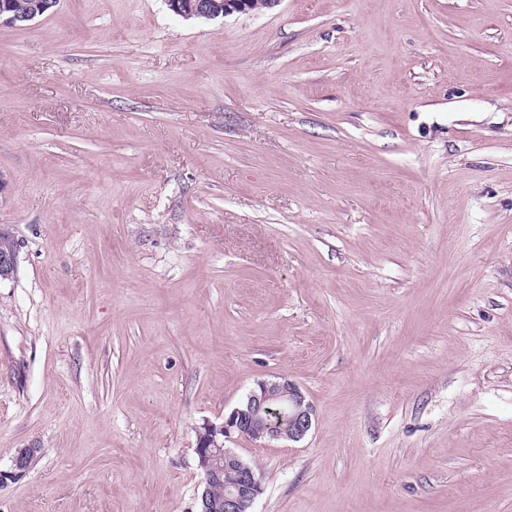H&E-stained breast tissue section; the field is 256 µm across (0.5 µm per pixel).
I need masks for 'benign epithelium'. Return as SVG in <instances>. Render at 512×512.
<instances>
[{"mask_svg": "<svg viewBox=\"0 0 512 512\" xmlns=\"http://www.w3.org/2000/svg\"><path fill=\"white\" fill-rule=\"evenodd\" d=\"M169 9L182 17L213 20L234 13L253 11L252 0H166ZM17 246L0 243V279L15 272ZM314 408L291 380H262L247 397L246 405L233 409L220 423L206 421L198 431L195 448L203 489L197 512H251L261 483L256 470L224 442L236 434L252 441L297 442L311 430ZM40 454L35 447L18 449L10 471H0V486L23 477ZM226 486L224 499H215L217 485Z\"/></svg>", "mask_w": 512, "mask_h": 512, "instance_id": "obj_1", "label": "benign epithelium"}]
</instances>
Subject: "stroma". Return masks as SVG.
<instances>
[{
    "label": "stroma",
    "mask_w": 512,
    "mask_h": 512,
    "mask_svg": "<svg viewBox=\"0 0 512 512\" xmlns=\"http://www.w3.org/2000/svg\"><path fill=\"white\" fill-rule=\"evenodd\" d=\"M1 225L0 512H196L278 376L252 512H512V0L0 22ZM0 237L2 242L0 243V279H6L12 276L16 269L17 264V242L13 234L5 229L0 230ZM10 238L15 241L13 246H3V239ZM288 415V429L280 416ZM314 408L291 380L277 377L262 380L247 397L245 406L234 408L221 423L205 421L198 431L195 448L203 489L197 498L196 512H252L261 483L256 470L224 442L236 434L252 441H300L311 430ZM224 497V501L216 500ZM229 487V488H227ZM41 448H20L18 449L13 460V467L11 471H0V486H3L7 481H15L23 477L30 469L40 454Z\"/></svg>",
    "instance_id": "obj_1"
}]
</instances>
